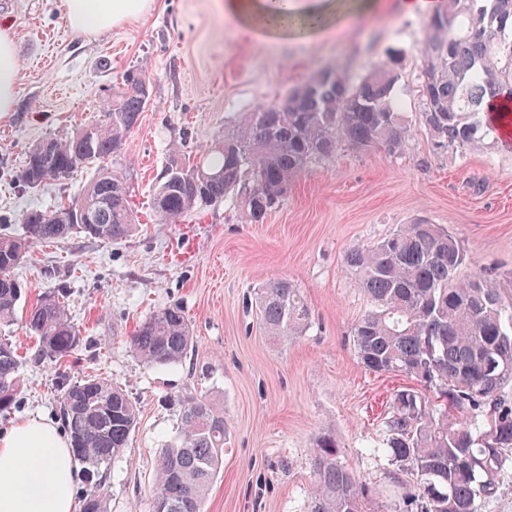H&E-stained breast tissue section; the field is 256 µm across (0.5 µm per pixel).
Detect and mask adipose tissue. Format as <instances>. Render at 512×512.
<instances>
[{
	"mask_svg": "<svg viewBox=\"0 0 512 512\" xmlns=\"http://www.w3.org/2000/svg\"><path fill=\"white\" fill-rule=\"evenodd\" d=\"M152 0H61L69 25L88 34L141 16ZM329 0H224L225 16L261 37L305 40L325 29ZM20 63L0 30V117L13 111ZM78 468L57 421L39 416L0 435V512H75Z\"/></svg>",
	"mask_w": 512,
	"mask_h": 512,
	"instance_id": "1",
	"label": "adipose tissue"
}]
</instances>
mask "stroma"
<instances>
[{
  "mask_svg": "<svg viewBox=\"0 0 512 512\" xmlns=\"http://www.w3.org/2000/svg\"><path fill=\"white\" fill-rule=\"evenodd\" d=\"M347 9L317 36L261 39L222 16V0H155L139 22L89 35L73 30L60 0H0V29L15 41L21 77L13 112L0 119V232L19 237L20 215L49 210L93 177L27 189L17 180L30 148L99 121L113 87L132 67L150 77V105L113 163L132 187L136 229L118 243L77 233L37 243L15 271L20 307L52 289L65 293L82 342L64 367L41 356L24 319L0 326L23 357L20 395L0 433L31 416H58L59 372L98 375L135 401L127 448L105 469L109 512H150L158 456L178 437L179 402L206 397L230 429L224 464L203 512H307L319 437L335 435L340 460L370 489L367 512H398L405 487L390 482L383 418L411 379L360 363L352 329L371 308L346 254L425 220L449 230L466 259L457 276L512 272V149L489 133L481 150H435L420 122L426 17L400 0ZM402 62L394 96L410 129L405 151L339 144L313 158L287 197L259 224L230 200L161 223L153 191L171 160L199 159L246 113L280 101L319 69L341 67L351 82ZM285 278L311 313L302 335L266 336L248 297ZM179 306L194 348L182 364H145L128 345L154 311Z\"/></svg>",
  "mask_w": 512,
  "mask_h": 512,
  "instance_id": "1",
  "label": "stroma"
}]
</instances>
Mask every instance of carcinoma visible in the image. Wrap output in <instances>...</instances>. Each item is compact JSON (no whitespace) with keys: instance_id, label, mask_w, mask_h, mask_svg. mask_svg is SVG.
Here are the masks:
<instances>
[{"instance_id":"1","label":"carcinoma","mask_w":512,"mask_h":512,"mask_svg":"<svg viewBox=\"0 0 512 512\" xmlns=\"http://www.w3.org/2000/svg\"><path fill=\"white\" fill-rule=\"evenodd\" d=\"M427 30L421 123L437 149L474 148L491 129L485 100L512 90V0H446ZM400 63L397 51L356 85L333 68L332 77L317 74L282 101L247 113L209 147L206 160L192 168L176 162L167 167L154 189V213L175 223L233 198L247 221L260 223L307 164L334 153L339 143L403 151L409 130L393 97ZM139 74L124 73L103 119L90 125L91 139L47 137L29 151L18 175L29 189L79 167L94 168L96 175L68 204L24 212L18 219L24 238L0 234L1 324L14 321L22 294L14 271L30 245L77 232L120 241L135 228L130 188L105 162L120 155L148 105L149 88L136 81ZM80 207L97 222L72 221L71 212ZM464 261L460 242L426 221L404 224L376 245L346 255L373 304L352 329L361 363L371 372L397 373L420 384L398 391L385 417L390 480H413L419 493L403 503L416 512H474L476 498L497 491L499 472L512 457V402L502 394L512 373L488 370L491 357L512 362V275L459 279ZM255 306L264 330L275 338L298 335L308 326V306L286 279L259 289ZM26 327L42 355L62 365L82 342L58 290L37 299ZM193 343L178 306L153 313L129 338L131 352L156 367L181 364ZM20 365L16 346L0 336V415L17 403ZM58 388L60 419L88 483L81 512H108L100 469L128 447L137 407L126 390L96 375L73 384L62 375ZM466 410L480 417L462 416ZM180 424L178 441L156 462L152 503L161 512H202L224 463L229 430L224 413L203 397L183 401ZM313 466L316 485L308 512H364V486L338 460L335 437L319 438Z\"/></svg>"}]
</instances>
